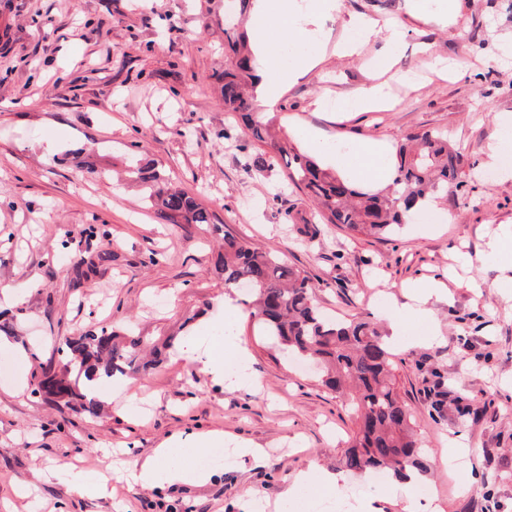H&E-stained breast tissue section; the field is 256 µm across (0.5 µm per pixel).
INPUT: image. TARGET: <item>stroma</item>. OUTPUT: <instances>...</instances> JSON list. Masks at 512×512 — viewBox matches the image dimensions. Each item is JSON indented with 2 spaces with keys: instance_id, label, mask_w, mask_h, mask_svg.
I'll return each instance as SVG.
<instances>
[{
  "instance_id": "obj_1",
  "label": "stroma",
  "mask_w": 512,
  "mask_h": 512,
  "mask_svg": "<svg viewBox=\"0 0 512 512\" xmlns=\"http://www.w3.org/2000/svg\"><path fill=\"white\" fill-rule=\"evenodd\" d=\"M225 0H0V288L22 302L0 308V512H316L328 498L313 485L285 496L287 479L315 466L341 471L355 430L345 398L327 390L241 312L237 328L260 378L229 391L179 354L224 319V281L209 224H161L137 184L120 181L133 159L154 160L236 234L307 275L330 317L378 320L409 301V285L444 280L431 302L443 341L393 355L396 387L432 463L426 483L439 512H512V288L485 257L512 230V151L494 180L477 167L498 137L495 117L512 113V0H462L456 24L413 19V0H341L327 22L333 42L349 16L406 26L386 75L388 101L375 112L327 111L370 84L382 47L328 54L285 86L274 111L340 142L365 138L396 148L406 134L439 129L462 156L460 187L447 203L413 211L401 232L379 240L337 224H315L314 204L292 185L282 160L259 169L242 126L225 112L211 76L225 67ZM437 55L464 62L430 71ZM105 227L89 235V225ZM92 255L93 271L76 267ZM105 327L135 328L172 342L166 360L103 379L99 416L36 396L56 362V340ZM136 408L119 412L116 402ZM214 430L265 449L258 462L231 460L203 484L130 487L123 470L158 445ZM472 449L469 465L434 458L448 438ZM76 467L106 482L87 495L61 477Z\"/></svg>"
}]
</instances>
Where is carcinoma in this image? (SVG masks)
<instances>
[{
    "label": "carcinoma",
    "instance_id": "obj_1",
    "mask_svg": "<svg viewBox=\"0 0 512 512\" xmlns=\"http://www.w3.org/2000/svg\"><path fill=\"white\" fill-rule=\"evenodd\" d=\"M224 52L231 66L213 75L220 85L224 111L233 112L267 158L286 160L290 180L317 203L320 224H341L361 235H392L410 213L448 195L458 179L461 155L448 146V136L426 130L410 134L394 154L395 172L384 188L371 192L323 169L297 148L275 113L258 111L251 65L252 54L243 32H226ZM131 178L145 191V201L165 224H209L211 214L194 196L176 187L155 162L140 159ZM215 267L224 287L243 285L253 294L250 317L288 354L317 361L322 384L346 397L358 417L357 429L342 465L354 473L384 471L401 481L406 472L427 473L412 425V412L396 388L391 354L382 332L366 320L339 321L328 317L316 302L307 277L271 252L254 247L226 230ZM157 353L152 338L131 329L124 337L104 330L69 339L56 349L58 370H45L43 383L54 384L64 405L98 414L99 403L86 391V382L146 371L152 361L142 352Z\"/></svg>",
    "mask_w": 512,
    "mask_h": 512
}]
</instances>
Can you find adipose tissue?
<instances>
[{"label":"adipose tissue","instance_id":"ef3b65f1","mask_svg":"<svg viewBox=\"0 0 512 512\" xmlns=\"http://www.w3.org/2000/svg\"><path fill=\"white\" fill-rule=\"evenodd\" d=\"M338 8L339 0H310L306 5L301 0H252L250 41L257 63L256 91L266 104H275L285 83L299 81L321 64L327 47L321 34L326 20L333 17ZM375 38L382 40L383 47L374 67L381 72L390 71L403 42L401 25L383 27L374 19L349 17L336 42V50L352 56ZM281 50L288 53L287 69L271 68L270 59ZM307 137L313 148L343 176L379 186L389 181L392 157L386 144L354 139L346 149L337 150L315 132H308ZM442 293V288L437 286L414 285L412 306L402 312L390 308L383 313L392 335H406L405 320L410 317L424 326L419 333V343L438 342L439 333L433 326L435 316L429 303ZM181 356L199 365L201 371L213 379L222 381L229 390L251 389L259 383L248 351L233 330L215 337L213 344L205 350L201 349L199 341H188L181 348ZM189 454V449L179 440H172L167 447L157 449L153 457L129 468L126 481L132 486L155 488L169 482L202 483L209 480L211 470L188 464Z\"/></svg>","mask_w":512,"mask_h":512}]
</instances>
